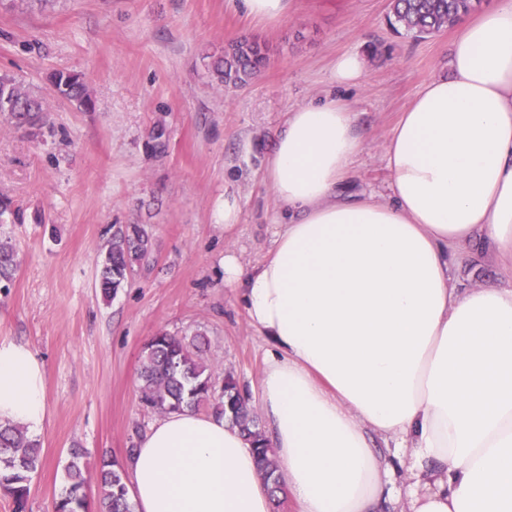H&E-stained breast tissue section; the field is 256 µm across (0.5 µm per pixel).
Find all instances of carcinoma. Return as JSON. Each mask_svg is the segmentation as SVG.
Here are the masks:
<instances>
[{
	"label": "carcinoma",
	"mask_w": 512,
	"mask_h": 512,
	"mask_svg": "<svg viewBox=\"0 0 512 512\" xmlns=\"http://www.w3.org/2000/svg\"><path fill=\"white\" fill-rule=\"evenodd\" d=\"M478 0H390L388 20L394 30L402 29L415 37L435 34L469 13ZM269 58L266 44L243 38L224 46L212 56L209 71L221 84L244 85L253 79ZM51 91L77 106L90 110L94 102L81 76L58 70L50 77ZM43 98L32 93L22 80L0 73V113H8L19 126L41 129L45 126ZM145 230L137 224L119 227L112 233L101 268L99 288L110 297L127 278L133 264L149 251ZM14 251L0 243V283L9 282L15 271ZM141 400L159 414L176 412L185 406H208L212 415L239 428L250 440L271 483L273 504L279 490V462L265 443L249 399L238 388L233 376L217 384L208 372L200 336L191 338L158 332L146 344L139 370ZM81 448L69 451L64 484L53 499V512H90L88 477ZM43 466L40 444L27 436L25 427L0 423V492L11 498L13 512H26L31 481ZM99 512H132L126 470L118 463L102 460L96 474Z\"/></svg>",
	"instance_id": "carcinoma-1"
}]
</instances>
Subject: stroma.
Segmentation results:
<instances>
[{"label":"stroma","mask_w":512,"mask_h":512,"mask_svg":"<svg viewBox=\"0 0 512 512\" xmlns=\"http://www.w3.org/2000/svg\"><path fill=\"white\" fill-rule=\"evenodd\" d=\"M389 0H289L287 16L258 23L226 0H0V72L46 102L48 132L0 114V242L19 266L0 290V337L29 344L46 370L47 417L35 437L44 464L29 512H51L71 448L126 461L157 419L140 401L147 340L202 335L216 381L233 376L261 415L269 342L224 283V253L248 266L268 255L279 209L265 158L287 113L341 97L365 135L353 190L384 199V148L424 84L450 74L455 27L418 39L389 25ZM249 37L270 49L248 84L223 86L212 54ZM360 53L359 84L336 86L338 55ZM81 74L85 112L55 97L49 76ZM241 201L224 226V193ZM140 225L150 255L116 294L97 274L115 228ZM457 287L512 286V267L481 246L458 255Z\"/></svg>","instance_id":"35a3bbf8"}]
</instances>
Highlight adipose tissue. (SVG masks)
<instances>
[{"label": "adipose tissue", "instance_id": "obj_1", "mask_svg": "<svg viewBox=\"0 0 512 512\" xmlns=\"http://www.w3.org/2000/svg\"><path fill=\"white\" fill-rule=\"evenodd\" d=\"M385 146L387 198L348 193L364 136L336 99L288 113L265 177L283 217L257 267L224 255L272 346L265 436L298 512H390L391 455L424 493L409 512H512V289L458 290L450 259L512 261V0L468 17ZM44 363L0 339V422L40 430ZM387 442L376 448L375 439ZM134 512H271L251 443L185 408L131 460Z\"/></svg>", "mask_w": 512, "mask_h": 512}]
</instances>
